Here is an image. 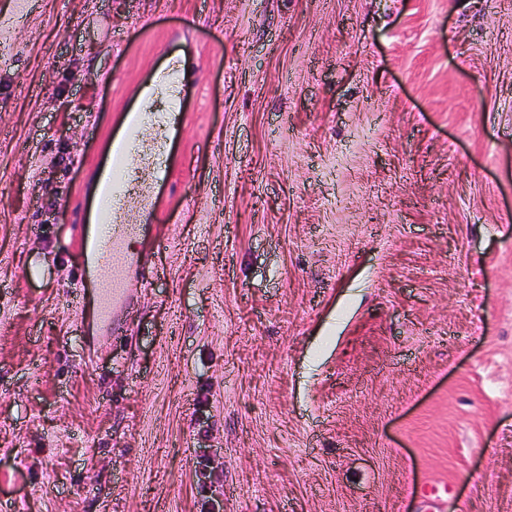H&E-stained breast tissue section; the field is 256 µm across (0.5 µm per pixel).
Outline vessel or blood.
I'll use <instances>...</instances> for the list:
<instances>
[{
  "label": "vessel or blood",
  "instance_id": "obj_1",
  "mask_svg": "<svg viewBox=\"0 0 512 512\" xmlns=\"http://www.w3.org/2000/svg\"><path fill=\"white\" fill-rule=\"evenodd\" d=\"M142 130L141 112L128 114L125 134L111 142L108 167L94 172L89 183L94 212L80 216L84 229L78 248L84 273L95 278V320L103 328L111 326L116 310L127 300L125 283L130 267H140L145 262L144 256L130 246L132 240L139 238L140 226L123 223L119 213L130 202L149 213L156 208L155 198L137 192L131 179L146 168L153 169L159 177L167 175L165 165L141 150ZM97 224L102 227L98 233L93 230Z\"/></svg>",
  "mask_w": 512,
  "mask_h": 512
}]
</instances>
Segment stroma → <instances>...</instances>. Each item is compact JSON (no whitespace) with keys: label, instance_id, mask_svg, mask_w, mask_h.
Listing matches in <instances>:
<instances>
[{"label":"stroma","instance_id":"1","mask_svg":"<svg viewBox=\"0 0 512 512\" xmlns=\"http://www.w3.org/2000/svg\"><path fill=\"white\" fill-rule=\"evenodd\" d=\"M175 59L105 335L79 196ZM1 498L512 512V0H0Z\"/></svg>","mask_w":512,"mask_h":512}]
</instances>
